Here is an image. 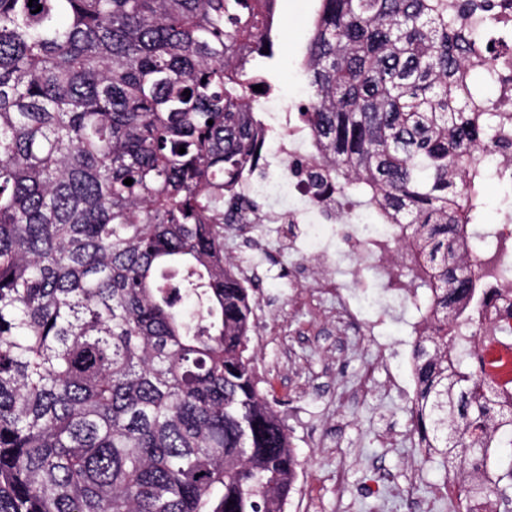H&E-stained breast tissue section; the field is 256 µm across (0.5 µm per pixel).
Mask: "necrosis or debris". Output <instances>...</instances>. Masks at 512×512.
Returning <instances> with one entry per match:
<instances>
[{"label": "necrosis or debris", "mask_w": 512, "mask_h": 512, "mask_svg": "<svg viewBox=\"0 0 512 512\" xmlns=\"http://www.w3.org/2000/svg\"><path fill=\"white\" fill-rule=\"evenodd\" d=\"M305 106L301 97H265L262 124L268 137L260 145V166L247 172L240 182L234 215L238 229L244 231L256 224H303L312 230L343 218L346 207L342 199L333 193L317 196L303 173L304 168L321 161L312 139L292 120L293 113L301 112ZM495 235L497 244L489 250L473 249L468 242L463 245L464 251L471 253L474 270L481 275L489 294L487 304L473 315L456 347L464 353L477 352L485 365L484 378L497 392L500 403L512 407V357L495 353L496 348L512 345V219L497 225ZM401 238L400 225L363 224L350 239L344 261H337L326 241L303 253L287 246L280 249L279 255L288 260L301 256L325 271L327 277L318 294L350 322L362 321L353 299L367 288L379 296L395 298L400 307L415 308L416 315L406 322L405 337L400 342L403 365L390 376L392 384L404 382L413 391L417 388L414 344L427 335L436 313L434 308L422 304L411 289L396 293L390 290L384 277V247Z\"/></svg>", "instance_id": "4bbe7bcc"}]
</instances>
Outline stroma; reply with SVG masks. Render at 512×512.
Here are the masks:
<instances>
[{
  "label": "stroma",
  "mask_w": 512,
  "mask_h": 512,
  "mask_svg": "<svg viewBox=\"0 0 512 512\" xmlns=\"http://www.w3.org/2000/svg\"><path fill=\"white\" fill-rule=\"evenodd\" d=\"M318 0H278L276 94L302 96V63ZM258 375L281 400L299 466L286 512H463L440 492L460 483L441 459L424 455L410 425L412 398L389 382L399 358L400 312L368 303L385 316L382 336L357 334L314 304L307 275L268 264L253 290Z\"/></svg>",
  "instance_id": "1"
}]
</instances>
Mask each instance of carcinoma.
<instances>
[{
  "label": "carcinoma",
  "instance_id": "obj_1",
  "mask_svg": "<svg viewBox=\"0 0 512 512\" xmlns=\"http://www.w3.org/2000/svg\"><path fill=\"white\" fill-rule=\"evenodd\" d=\"M275 3L0 0V512H285L297 458L224 264ZM501 7L319 0L303 62L312 185L411 231V283L440 313L412 426L450 471L512 447L448 314L481 295L460 240L495 178L482 148L512 154L486 93L512 51ZM500 480L460 502L512 512Z\"/></svg>",
  "mask_w": 512,
  "mask_h": 512
}]
</instances>
